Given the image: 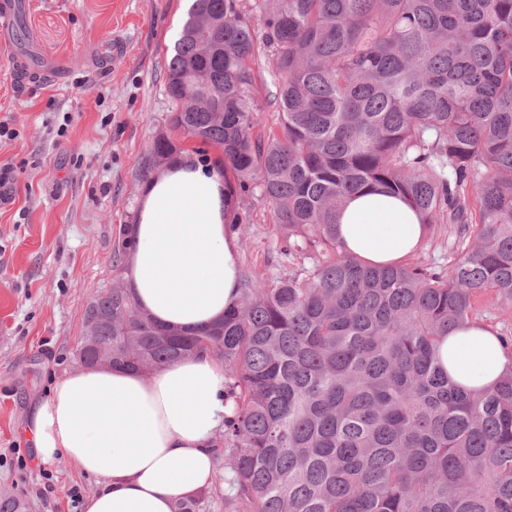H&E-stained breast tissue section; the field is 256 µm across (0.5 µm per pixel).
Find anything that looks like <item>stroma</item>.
<instances>
[{"label": "stroma", "instance_id": "1", "mask_svg": "<svg viewBox=\"0 0 512 512\" xmlns=\"http://www.w3.org/2000/svg\"><path fill=\"white\" fill-rule=\"evenodd\" d=\"M38 52L65 65V82L21 83L0 59V142L13 164L0 203V488L28 512H83L93 479L64 460L39 461L26 429L38 403L81 368L84 314L111 288L116 230L135 223L153 139L167 129L166 51L188 0H25ZM72 121L58 126L63 114ZM239 262L269 279L309 266L279 248L285 232L259 195L235 197ZM453 260L448 227L432 225L406 264L434 271Z\"/></svg>", "mask_w": 512, "mask_h": 512}]
</instances>
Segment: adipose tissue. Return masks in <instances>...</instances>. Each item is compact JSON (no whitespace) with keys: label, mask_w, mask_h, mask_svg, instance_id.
I'll return each instance as SVG.
<instances>
[{"label":"adipose tissue","mask_w":512,"mask_h":512,"mask_svg":"<svg viewBox=\"0 0 512 512\" xmlns=\"http://www.w3.org/2000/svg\"><path fill=\"white\" fill-rule=\"evenodd\" d=\"M231 206L221 167L190 155L146 183L124 277L156 323L200 329L237 301ZM337 225L346 250L369 264L402 260L425 232L406 202L380 189L348 199ZM507 362L481 325L442 339L444 370L468 389L485 387ZM229 409L223 362L189 355L148 375L110 367L68 374L37 407L29 433L40 461L62 458L95 478L84 512H172L177 499L210 485L211 442Z\"/></svg>","instance_id":"1"}]
</instances>
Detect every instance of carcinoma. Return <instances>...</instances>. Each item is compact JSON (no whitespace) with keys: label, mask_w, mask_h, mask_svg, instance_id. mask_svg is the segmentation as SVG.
<instances>
[{"label":"carcinoma","mask_w":512,"mask_h":512,"mask_svg":"<svg viewBox=\"0 0 512 512\" xmlns=\"http://www.w3.org/2000/svg\"><path fill=\"white\" fill-rule=\"evenodd\" d=\"M192 0L166 61L175 108L147 167L177 141L224 153L312 266L265 282L201 330L157 325L120 279L84 314L107 364L224 362V512H512V363L480 391L441 366L478 298L512 299V0ZM266 56L280 131L255 133ZM382 187L424 224L471 226L448 273L366 265L336 212ZM135 245L120 226L115 258ZM314 252H309L308 247ZM201 490L174 512H198ZM0 491V512H25Z\"/></svg>","instance_id":"1"}]
</instances>
